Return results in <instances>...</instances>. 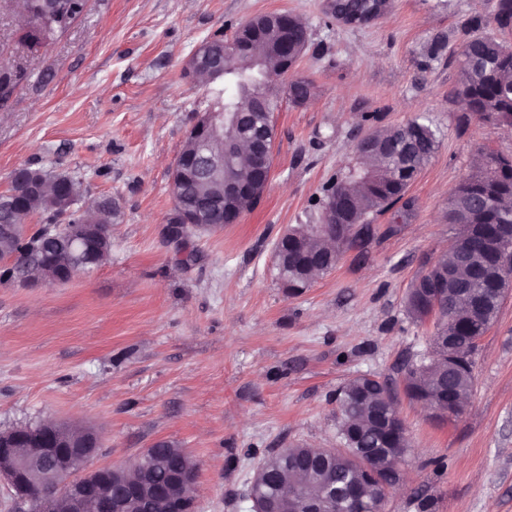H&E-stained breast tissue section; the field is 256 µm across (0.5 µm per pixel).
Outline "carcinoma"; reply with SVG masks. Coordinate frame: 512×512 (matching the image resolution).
<instances>
[{
	"label": "carcinoma",
	"instance_id": "obj_1",
	"mask_svg": "<svg viewBox=\"0 0 512 512\" xmlns=\"http://www.w3.org/2000/svg\"><path fill=\"white\" fill-rule=\"evenodd\" d=\"M283 18L282 12L259 15L263 26L259 57L266 65L262 78L245 79L254 69L252 59L224 57L230 87L215 92V105L227 112H244L239 125L241 139L254 138L263 124L274 121L280 93L274 90L272 77L282 75L278 21ZM33 21L38 24V42L50 41L65 30L56 16L55 0H26L23 29L27 38ZM492 22L503 31L512 27V0H496ZM473 41L477 43L476 55L480 63L472 67L459 64V95L470 101L472 113L479 118L512 126V45L489 35H475ZM255 92L268 97V114L246 111V100ZM376 138L375 148L359 153L363 175L358 179H341L336 185V193L349 199L347 223L357 225L351 237L336 240L338 255L365 244L371 231L370 217L397 203L438 147L435 130L418 118L401 127L378 130ZM493 168L498 170L503 181L512 180L511 156L494 152L483 154L477 170L462 180L448 203V223L457 227L454 245L429 262L425 274L411 283L406 295L407 313L422 320L432 313L429 303L420 296L423 280L447 279L448 287L442 290L437 310V335L457 336L461 346L486 334L504 299L502 294H493L485 280L478 276L479 270L494 267L495 258L477 248L472 249L464 260L459 253L468 240L489 234L499 224L512 225V192L507 190L493 196L487 193L488 175ZM26 177L38 180L39 188L25 191L12 184L1 193L0 225L23 224L34 215L44 219V224L29 236L0 232V280H38L45 275L44 258L48 253L53 254L60 265H69L71 244L64 225L102 224L110 239L109 224L119 215L117 204L105 198L92 210L80 212L75 209L63 216L59 214L55 190L77 198L78 182L65 172L44 169L29 168ZM224 180L244 185L254 182V172L243 154L224 164ZM223 198L224 184L213 180L187 177L180 184V203L192 210L211 215L220 209ZM462 288L484 300L483 314L472 312L459 302ZM404 388L408 394L420 390L436 402L451 398L465 403L473 390L472 366L449 371L448 357L437 345L428 355L408 366L404 372ZM364 392L370 393L372 403H385L378 382L370 375L358 376L338 389L337 401L346 402L341 412L340 434H354L355 447L340 448L324 459L315 458L316 449L311 446L296 445L280 451L263 460L260 484L276 491L285 481L290 485H303L307 497L327 501L330 512H344L348 487L361 485L364 496L360 512H374L384 497V488L376 481L367 480L360 458L362 450L379 448L378 430L366 413L369 403L359 401ZM407 444L408 437L405 436L390 448H379L372 466L380 477L392 479V474L387 472L388 458L401 453ZM189 463L182 449L160 441L152 448L150 480L154 484H166L174 469Z\"/></svg>",
	"mask_w": 512,
	"mask_h": 512
}]
</instances>
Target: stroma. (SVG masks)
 I'll return each mask as SVG.
<instances>
[{
    "label": "stroma",
    "instance_id": "stroma-1",
    "mask_svg": "<svg viewBox=\"0 0 512 512\" xmlns=\"http://www.w3.org/2000/svg\"><path fill=\"white\" fill-rule=\"evenodd\" d=\"M19 0H0V192L20 166L75 177L81 201L118 203L112 249L64 284L0 281V431L50 420L99 429L95 466L154 443L197 467V512H249L254 471L297 444L338 448L336 391L387 380L408 430L401 483L381 512H512V295L472 355L467 408L432 418L404 393L436 320L405 310L411 281L447 251L448 201L486 151L512 154V128L468 116L456 93L462 43L494 33L496 0H383L350 24L330 0H86L54 40H23ZM308 31L281 96L272 174L240 223L177 237L173 166L210 84L185 77L204 40L261 13ZM423 118L439 148L362 249L296 295L273 246L321 221L325 187L358 166L357 138Z\"/></svg>",
    "mask_w": 512,
    "mask_h": 512
}]
</instances>
